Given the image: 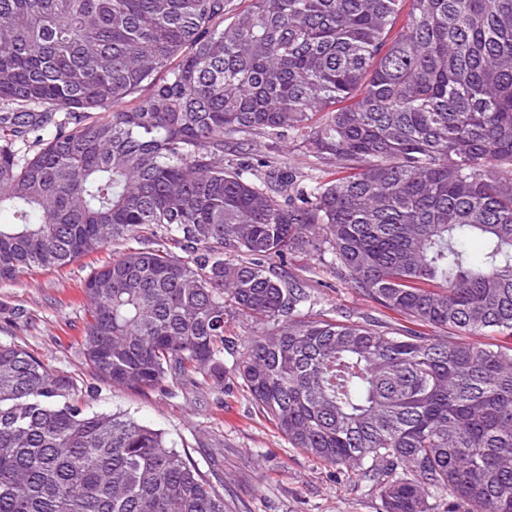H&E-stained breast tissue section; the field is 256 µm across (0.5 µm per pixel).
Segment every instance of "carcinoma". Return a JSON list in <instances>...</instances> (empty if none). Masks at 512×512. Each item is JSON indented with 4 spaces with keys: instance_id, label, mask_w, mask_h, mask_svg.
<instances>
[{
    "instance_id": "obj_1",
    "label": "carcinoma",
    "mask_w": 512,
    "mask_h": 512,
    "mask_svg": "<svg viewBox=\"0 0 512 512\" xmlns=\"http://www.w3.org/2000/svg\"><path fill=\"white\" fill-rule=\"evenodd\" d=\"M255 136L319 174L261 172ZM5 212L0 284L146 228L183 247L129 246L85 282L99 381L222 383L246 317L233 370L289 447L384 512L437 491L512 512V0H0ZM295 253L459 340L307 317L271 268ZM77 392L0 344V512H226L162 432Z\"/></svg>"
}]
</instances>
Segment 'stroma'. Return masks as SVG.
I'll return each mask as SVG.
<instances>
[{
    "label": "stroma",
    "instance_id": "stroma-1",
    "mask_svg": "<svg viewBox=\"0 0 512 512\" xmlns=\"http://www.w3.org/2000/svg\"><path fill=\"white\" fill-rule=\"evenodd\" d=\"M126 246L116 239L64 267L35 269L0 284V344L19 345L75 379L79 401L87 409L125 413L163 432L211 479L223 480L230 512H383L377 491L289 447L259 413L232 370L234 359L258 331L250 320L237 317L229 324L234 346L224 357L223 384L198 376L132 391L93 377L77 355L87 319L83 286L92 271L111 263ZM274 269L281 278L302 280L316 308L368 317L419 336L437 335L435 329L357 294L329 258L297 254L275 263Z\"/></svg>",
    "mask_w": 512,
    "mask_h": 512
}]
</instances>
